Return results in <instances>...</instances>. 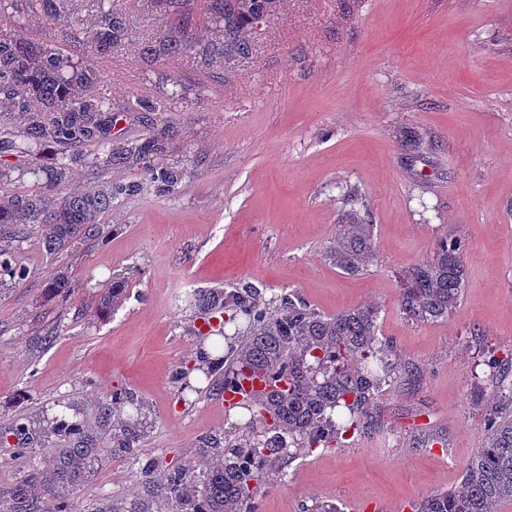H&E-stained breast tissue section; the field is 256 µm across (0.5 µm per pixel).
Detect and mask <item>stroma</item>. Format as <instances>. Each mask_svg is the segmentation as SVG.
<instances>
[{
  "label": "stroma",
  "mask_w": 512,
  "mask_h": 512,
  "mask_svg": "<svg viewBox=\"0 0 512 512\" xmlns=\"http://www.w3.org/2000/svg\"><path fill=\"white\" fill-rule=\"evenodd\" d=\"M72 12L0 13V33L51 42L53 31L90 23L92 0ZM125 32L103 60L96 94L130 111L113 143L165 136L161 163L186 175L161 195L143 186L142 166L76 164L70 186L137 185L116 202L96 239L47 255L34 231L16 255L28 270L0 288V512H47L54 499L25 484L45 453L11 458L7 431L19 413L48 417L79 407L95 424L99 401L126 391L149 411L132 453L105 456L96 474L66 496L69 512H127L152 478L200 458L205 435L225 430L224 408L208 392L182 396L175 369L196 364L208 334L188 295L229 283L265 299L297 294L334 314L375 302L379 338L417 374L379 396L368 434L340 448L292 460L257 512H306L315 502L342 512H411L422 496L459 484L482 445L479 424L494 408L474 395L485 360L512 349V0H273L248 25L245 56L218 60L223 43L206 0H189L181 21L155 0H112ZM181 40L179 56L142 55L159 36ZM141 98L164 102L135 112ZM55 149L23 157L0 143L10 170L0 196L50 192L29 167H51ZM370 211L376 255L348 275L329 262L340 224ZM463 246L466 280L448 318L416 325L399 306V276L443 236ZM77 288L68 303L46 299L59 266ZM125 274L123 303L103 322L91 307ZM440 438L426 449L420 433Z\"/></svg>",
  "instance_id": "1"
}]
</instances>
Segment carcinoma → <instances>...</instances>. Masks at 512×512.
Here are the masks:
<instances>
[{"label":"carcinoma","instance_id":"1","mask_svg":"<svg viewBox=\"0 0 512 512\" xmlns=\"http://www.w3.org/2000/svg\"><path fill=\"white\" fill-rule=\"evenodd\" d=\"M272 0H210L208 10L215 26L233 36L236 52L250 51L241 36L244 24L267 15ZM123 35V22L112 11L110 0H96V14L89 26L60 28L53 43H33L21 35L0 37V104L18 116L13 150L29 154L52 145L91 147L93 160L105 155L109 164L138 163L162 153L165 142H128L112 148V113L127 108L94 93L100 81L101 60L112 53V44ZM85 45L91 56L76 61L67 45ZM73 157L61 155L43 170L54 186L66 183ZM146 182L159 193H170L181 183L180 165L144 166ZM137 186L113 184L68 191L61 196L35 192L11 199L0 198V228L29 227L40 233L46 253L65 251L77 239H91L103 232V219L114 200L136 191ZM369 211L354 214L340 225L330 260L346 274H357L375 253ZM8 244H0V287L27 278ZM465 283L463 252L457 239H440L432 254L401 278L400 306L413 324L448 317L462 296ZM76 288L72 273L62 268L44 286V295L60 303L69 301ZM126 293L125 277H117L92 307L93 317L104 321ZM190 306L199 317L228 314V321L243 319L224 354L209 362L218 374L219 393L233 395L246 380L256 378L264 388L234 403L256 410L260 427L251 424L233 433L210 434L202 445L216 463L190 461L170 470L162 501L148 498L135 512H256L261 490L287 476L293 459L289 449L310 451L343 444L347 434H365L374 426L372 409L384 387L404 380L413 371L395 373L391 349L378 338L380 306L376 303L336 314H324L297 296L265 300L262 292L242 284H229L195 293ZM487 384L498 400L484 417L482 448L466 466L461 482L452 490L426 495L414 512H496L512 501V352L486 362ZM128 397L114 392L97 408L96 436L86 422L62 414L51 419L23 413L12 420L8 432L17 452L39 447L49 459L46 471L32 479L56 496L53 512H66L60 493L87 483L106 454L130 452L147 425L140 403L126 412Z\"/></svg>","mask_w":512,"mask_h":512}]
</instances>
